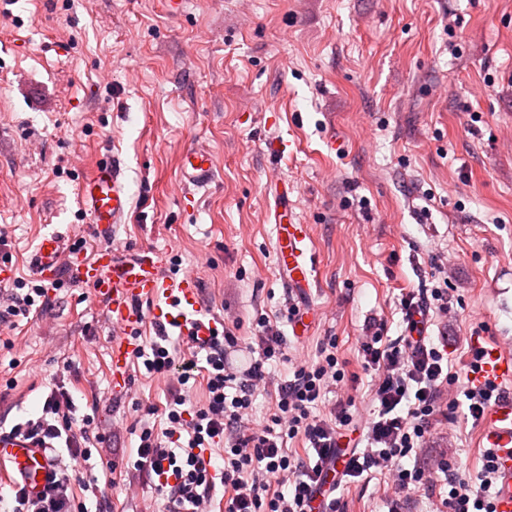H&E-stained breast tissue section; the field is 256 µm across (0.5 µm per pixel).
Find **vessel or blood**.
<instances>
[{
    "label": "vessel or blood",
    "mask_w": 512,
    "mask_h": 512,
    "mask_svg": "<svg viewBox=\"0 0 512 512\" xmlns=\"http://www.w3.org/2000/svg\"><path fill=\"white\" fill-rule=\"evenodd\" d=\"M216 164L210 153L191 149L183 154L179 178L186 188L202 189L214 180ZM79 200L91 215L100 233L122 223L129 210L128 189L119 162L102 161L79 185ZM279 263L288 272V284L309 292L314 280L308 254V232L303 224H276ZM64 250V239L42 237L33 257V269L42 278H53L57 259ZM70 267L81 283L89 285L107 306L109 318L122 334L112 341L110 372L114 390L125 389L131 341L124 332L140 321L141 306L153 302L159 323L176 327L182 336L205 341L218 327L205 316L192 278L166 273L163 256L147 251L129 258L119 257L112 248L97 250L92 257L76 256ZM512 381V355L493 348L487 350L475 383L485 380ZM482 447L494 449L498 457V482L494 491L495 512H512V389L487 411L480 433ZM0 466L8 468L24 484L30 496H37L53 471L41 444L23 434L0 430Z\"/></svg>",
    "instance_id": "obj_1"
}]
</instances>
